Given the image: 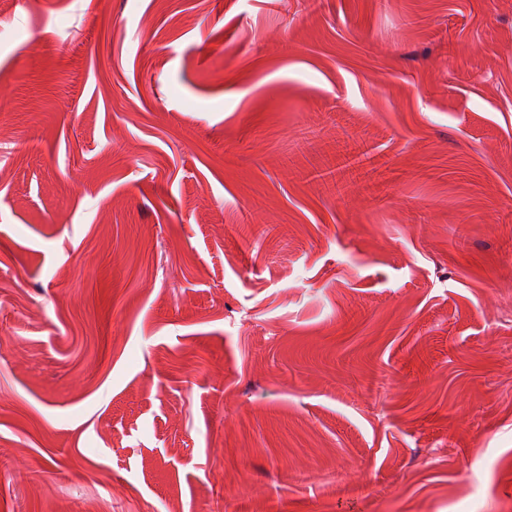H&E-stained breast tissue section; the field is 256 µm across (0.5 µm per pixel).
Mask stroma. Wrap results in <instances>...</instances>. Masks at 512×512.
I'll use <instances>...</instances> for the list:
<instances>
[{"label": "stroma", "instance_id": "obj_1", "mask_svg": "<svg viewBox=\"0 0 512 512\" xmlns=\"http://www.w3.org/2000/svg\"><path fill=\"white\" fill-rule=\"evenodd\" d=\"M0 84V512H512V0H14Z\"/></svg>", "mask_w": 512, "mask_h": 512}]
</instances>
